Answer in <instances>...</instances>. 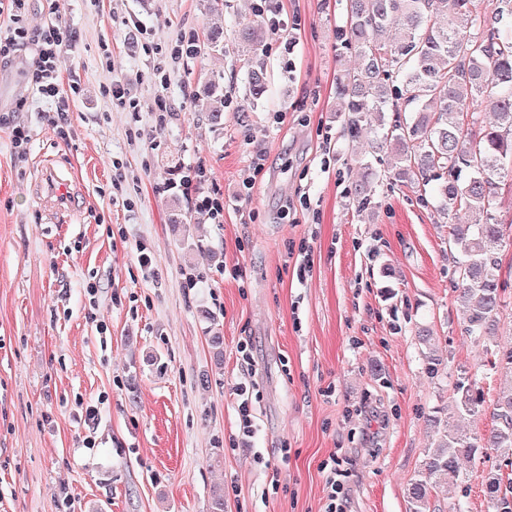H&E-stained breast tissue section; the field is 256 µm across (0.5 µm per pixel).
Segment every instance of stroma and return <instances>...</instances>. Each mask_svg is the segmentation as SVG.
I'll return each mask as SVG.
<instances>
[{"label": "stroma", "instance_id": "35a3bbf8", "mask_svg": "<svg viewBox=\"0 0 512 512\" xmlns=\"http://www.w3.org/2000/svg\"><path fill=\"white\" fill-rule=\"evenodd\" d=\"M253 4L224 0L216 17L205 0L28 2L27 27L55 20L73 31L80 94L66 142L47 101L0 104L30 135L20 156L0 127V512H59L66 498L74 512H209L218 484L224 512H323L332 455L350 512H409L452 392L450 378L422 367L421 325L452 369L483 374L485 405L465 429L495 425L502 379L463 333L450 288L448 227L465 215L441 220L414 186L376 188L377 207L361 213L352 204L369 146L336 110V74L356 63L337 37L343 0H281L294 49L268 38L258 58L270 96L255 107L234 40ZM215 22L223 51L170 64L162 124L113 104L116 77L154 97L146 45L168 52ZM213 74L224 77L220 132L185 98ZM257 146L266 170L223 223L159 189L175 168L200 164L201 192L234 193L253 176ZM48 169L69 189L60 214L43 204ZM178 213L190 223H174ZM304 238L314 265L301 281L290 253ZM238 263L242 282L222 273ZM205 308L220 319L222 351ZM242 382L259 396L246 439ZM363 405L377 414L370 441L353 414Z\"/></svg>", "mask_w": 512, "mask_h": 512}]
</instances>
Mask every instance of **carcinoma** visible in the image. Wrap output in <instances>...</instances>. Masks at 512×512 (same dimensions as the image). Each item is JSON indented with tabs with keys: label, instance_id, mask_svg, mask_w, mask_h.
<instances>
[{
	"label": "carcinoma",
	"instance_id": "1",
	"mask_svg": "<svg viewBox=\"0 0 512 512\" xmlns=\"http://www.w3.org/2000/svg\"><path fill=\"white\" fill-rule=\"evenodd\" d=\"M270 29L255 19L239 31V41L253 55ZM341 47L353 51L358 67L336 77V111L344 116L351 137H373L369 159H360L361 180L350 195L357 210L376 207L371 184L432 186L419 195L439 202L443 214L463 211L471 224L448 225L449 259L462 277L452 279L463 312V330L480 342L498 335L507 306L498 250L505 243L504 225L493 206L501 179L512 172V0H498L492 14L479 0H347ZM224 51V31L214 27L204 39L185 45L195 57ZM205 112L211 127L224 129V85L204 82ZM246 97L255 105L268 93L264 69L247 61ZM491 102L495 122L482 126L478 107ZM392 162L380 168L381 155ZM430 375L439 359L430 351L431 331L416 330ZM493 370L512 374V337L490 349ZM481 378L465 371L453 385V414L472 416L483 409ZM490 435L464 433L443 426L423 461L428 476L459 477V498L448 512H462L470 494L469 474H460L462 459L488 458L495 450L512 455V388L495 403ZM491 512H512V476L492 469L483 479ZM411 512H431V486L418 479L410 488Z\"/></svg>",
	"mask_w": 512,
	"mask_h": 512
}]
</instances>
